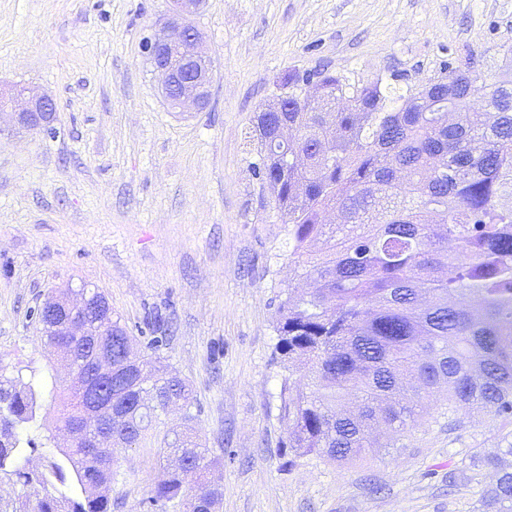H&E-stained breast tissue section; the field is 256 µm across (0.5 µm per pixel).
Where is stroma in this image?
Masks as SVG:
<instances>
[{
  "label": "stroma",
  "instance_id": "1",
  "mask_svg": "<svg viewBox=\"0 0 512 512\" xmlns=\"http://www.w3.org/2000/svg\"><path fill=\"white\" fill-rule=\"evenodd\" d=\"M171 0H0V91L50 94L56 132L0 116V370L45 374L46 403L70 383L32 313L80 284L99 289L137 357L189 385L196 418L159 413L116 455L112 512H142L191 429L218 465L222 512H486L512 456V423L448 421L446 393L393 438L340 465L285 464L283 367L274 321L288 287V226L254 170L257 112L289 73L420 85L447 70L493 84L512 73V0H206L192 17L216 75L209 107L177 112L142 39ZM161 337L157 349L149 338Z\"/></svg>",
  "mask_w": 512,
  "mask_h": 512
}]
</instances>
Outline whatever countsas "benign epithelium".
<instances>
[{
	"label": "benign epithelium",
	"instance_id": "benign-epithelium-1",
	"mask_svg": "<svg viewBox=\"0 0 512 512\" xmlns=\"http://www.w3.org/2000/svg\"><path fill=\"white\" fill-rule=\"evenodd\" d=\"M204 0H174L170 13L151 28L144 50L153 71L163 76L161 94L174 108L206 110L211 102L215 63L200 48L201 35L186 22ZM10 111L15 126L26 131H46L56 120L55 104L45 94L18 86L0 95V111Z\"/></svg>",
	"mask_w": 512,
	"mask_h": 512
}]
</instances>
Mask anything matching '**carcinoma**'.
<instances>
[{"label": "carcinoma", "mask_w": 512, "mask_h": 512, "mask_svg": "<svg viewBox=\"0 0 512 512\" xmlns=\"http://www.w3.org/2000/svg\"><path fill=\"white\" fill-rule=\"evenodd\" d=\"M281 90L288 98L268 113L258 173L288 224L295 274L315 284L288 291L277 309L275 354L311 381L308 391L290 377L281 387L288 453L343 463L382 448L368 428L405 429L410 393L444 383L448 416L483 409L512 420V77L487 86L450 71L398 93L380 79L290 74ZM480 93L492 108L468 109ZM281 121L292 130L286 142ZM296 149L300 163L283 166ZM329 210L343 222H326ZM315 240L326 250L302 260ZM103 299L96 294L88 317L101 367L112 371V444L88 437L73 382L61 398L72 443L51 446L56 435L38 424L42 380L0 374V483L50 488L13 512H112L115 448L137 443L151 411L170 399L194 418L184 380L127 358L133 337L98 319L108 312ZM90 353L71 349L82 374ZM172 447L177 464L163 470L149 512H179L187 485L213 465L189 435ZM37 450L32 465L27 452ZM200 498L192 512H219L218 490ZM487 506L512 512V472L498 477Z\"/></svg>", "instance_id": "1"}]
</instances>
